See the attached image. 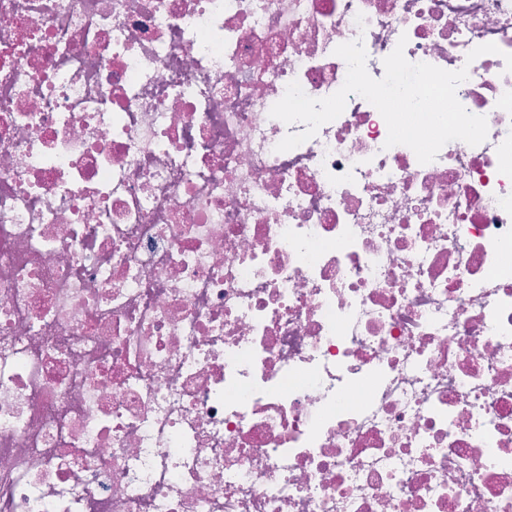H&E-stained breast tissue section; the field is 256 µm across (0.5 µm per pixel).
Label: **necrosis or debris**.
Returning <instances> with one entry per match:
<instances>
[{"label":"necrosis or debris","instance_id":"necrosis-or-debris-1","mask_svg":"<svg viewBox=\"0 0 512 512\" xmlns=\"http://www.w3.org/2000/svg\"><path fill=\"white\" fill-rule=\"evenodd\" d=\"M359 38L486 140L277 151ZM507 53L512 0H0V512H512Z\"/></svg>","mask_w":512,"mask_h":512}]
</instances>
